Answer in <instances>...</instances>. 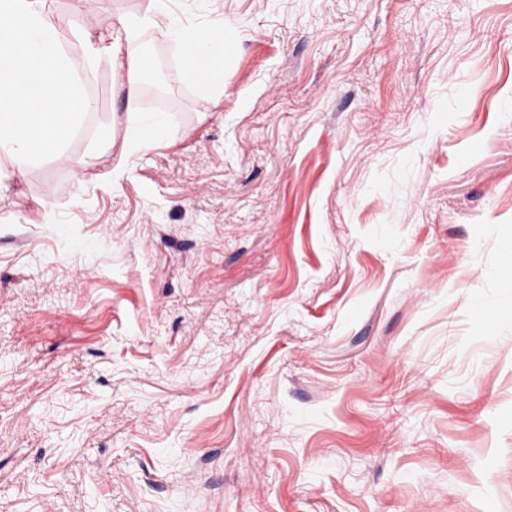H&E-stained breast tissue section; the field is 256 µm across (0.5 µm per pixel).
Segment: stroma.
<instances>
[{"mask_svg": "<svg viewBox=\"0 0 512 512\" xmlns=\"http://www.w3.org/2000/svg\"><path fill=\"white\" fill-rule=\"evenodd\" d=\"M167 6L223 92L0 196V512H512V0Z\"/></svg>", "mask_w": 512, "mask_h": 512, "instance_id": "stroma-1", "label": "stroma"}]
</instances>
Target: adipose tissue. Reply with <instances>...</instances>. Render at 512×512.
I'll return each mask as SVG.
<instances>
[{"mask_svg":"<svg viewBox=\"0 0 512 512\" xmlns=\"http://www.w3.org/2000/svg\"><path fill=\"white\" fill-rule=\"evenodd\" d=\"M108 0H73L83 19L73 31L61 30L48 0H0V194L23 182L44 162H69L67 147L97 101L83 88L81 76L101 69L112 76V89L124 103L126 134L122 153L150 146L173 131L164 112H145L140 97L150 60L139 49L144 37L165 44L183 76L195 85L201 103L224 88V58L234 47L224 19L196 28L165 18L166 0H149L142 11L114 15L110 29L96 16ZM77 40L80 51L67 49ZM203 53L209 69L190 65Z\"/></svg>","mask_w":512,"mask_h":512,"instance_id":"ef3b65f1","label":"adipose tissue"}]
</instances>
